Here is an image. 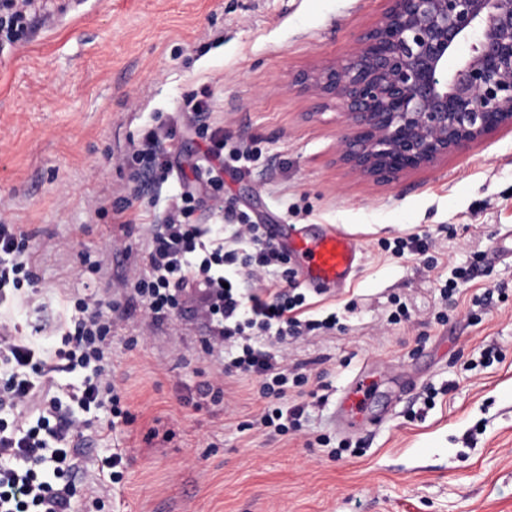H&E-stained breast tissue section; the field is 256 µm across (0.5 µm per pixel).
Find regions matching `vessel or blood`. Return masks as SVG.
<instances>
[{
  "instance_id": "obj_1",
  "label": "vessel or blood",
  "mask_w": 512,
  "mask_h": 512,
  "mask_svg": "<svg viewBox=\"0 0 512 512\" xmlns=\"http://www.w3.org/2000/svg\"><path fill=\"white\" fill-rule=\"evenodd\" d=\"M267 231L271 241L293 259L306 287L344 288L359 265V244L333 225L323 224L311 231L293 224H271ZM368 395L366 385L359 383L341 397L340 408L346 413L340 422L342 430H351L356 422V406Z\"/></svg>"
}]
</instances>
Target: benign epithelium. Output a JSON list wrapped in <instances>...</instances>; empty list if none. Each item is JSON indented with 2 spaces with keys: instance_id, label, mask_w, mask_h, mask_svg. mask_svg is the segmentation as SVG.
<instances>
[{
  "instance_id": "7a95c632",
  "label": "benign epithelium",
  "mask_w": 512,
  "mask_h": 512,
  "mask_svg": "<svg viewBox=\"0 0 512 512\" xmlns=\"http://www.w3.org/2000/svg\"><path fill=\"white\" fill-rule=\"evenodd\" d=\"M291 84L344 118L340 162L392 185L512 130V0H388L342 59Z\"/></svg>"
}]
</instances>
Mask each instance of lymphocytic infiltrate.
Returning <instances> with one entry per match:
<instances>
[{"instance_id": "obj_1", "label": "lymphocytic infiltrate", "mask_w": 512, "mask_h": 512, "mask_svg": "<svg viewBox=\"0 0 512 512\" xmlns=\"http://www.w3.org/2000/svg\"><path fill=\"white\" fill-rule=\"evenodd\" d=\"M30 4L0 0V49L23 40ZM181 109L208 144V176L198 190L181 193L160 223L147 225L142 262L125 277L123 294L140 302L155 326L194 302L212 330L203 342L205 353L228 350L231 366L254 377L264 397L277 400L260 425L280 434L300 430L302 406L285 409L280 402L308 379L289 375L275 345L299 327H335L336 316L304 318L306 297L293 290L295 274L286 254L233 206L225 207L223 223L189 222L197 192L222 190L224 160L246 163L254 150L225 149L223 128L202 117L205 101L190 95ZM132 150L140 165L134 180L162 187L173 164L160 130L148 129ZM31 238L24 225L0 224V304L30 303L38 293ZM71 304L72 326L53 350L38 341L45 324H31L26 334L18 325H0V512H76L82 467L77 438L93 428L98 412L107 414L113 431L131 421L112 380L110 333L117 305H104L89 287ZM75 372L82 375L79 384L57 393L56 375Z\"/></svg>"}]
</instances>
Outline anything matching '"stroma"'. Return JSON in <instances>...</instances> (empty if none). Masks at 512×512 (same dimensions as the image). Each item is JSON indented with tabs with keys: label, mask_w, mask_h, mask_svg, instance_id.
Instances as JSON below:
<instances>
[{
	"label": "stroma",
	"mask_w": 512,
	"mask_h": 512,
	"mask_svg": "<svg viewBox=\"0 0 512 512\" xmlns=\"http://www.w3.org/2000/svg\"><path fill=\"white\" fill-rule=\"evenodd\" d=\"M386 6L40 0L26 39L0 51V222L33 236L51 344L85 285L84 255L100 262L94 279L112 299L145 225L164 216L136 195L131 143L165 121L174 150L202 158L179 112L188 95L204 97L227 145L260 150L248 168L225 166L223 197L200 194L192 222L221 223L228 201L252 223L335 225L362 249L347 288L307 294L337 311L336 329L280 346L318 385L288 399L306 406L299 435L247 429L264 401L244 375L225 376L222 402L199 398L216 365L192 305L150 332L141 304L123 302L112 365L134 420L93 429L79 512H512V260L486 259L512 230V131L383 186L335 162L341 116L288 84L342 58ZM411 233L432 234L433 247L392 256L388 244ZM457 266L472 278L440 322V285ZM397 298L410 319L394 325ZM358 377L374 423L343 433L336 398ZM116 451L126 469L112 488L99 468Z\"/></svg>",
	"instance_id": "35a3bbf8"
}]
</instances>
